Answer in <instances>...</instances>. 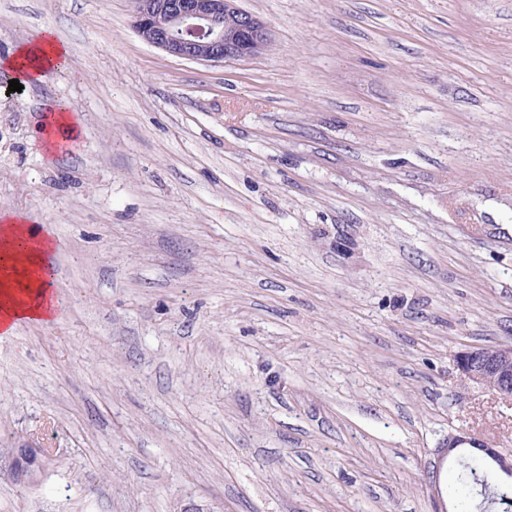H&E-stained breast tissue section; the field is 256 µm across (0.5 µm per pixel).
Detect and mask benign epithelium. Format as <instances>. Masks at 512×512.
<instances>
[{
    "label": "benign epithelium",
    "instance_id": "1",
    "mask_svg": "<svg viewBox=\"0 0 512 512\" xmlns=\"http://www.w3.org/2000/svg\"><path fill=\"white\" fill-rule=\"evenodd\" d=\"M132 27L146 43L165 54L189 61L224 64L254 57L269 46L270 33L257 16L240 8L238 0H133ZM455 367L469 381L490 388L496 397L512 402V346L470 348L458 354ZM487 461L495 474L512 480V452L460 431L437 449L432 475L444 460L465 454ZM46 449H17L13 469L17 478L32 474Z\"/></svg>",
    "mask_w": 512,
    "mask_h": 512
}]
</instances>
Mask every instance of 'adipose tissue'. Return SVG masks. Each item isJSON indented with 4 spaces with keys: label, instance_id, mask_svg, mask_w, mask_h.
<instances>
[{
    "label": "adipose tissue",
    "instance_id": "1",
    "mask_svg": "<svg viewBox=\"0 0 512 512\" xmlns=\"http://www.w3.org/2000/svg\"><path fill=\"white\" fill-rule=\"evenodd\" d=\"M65 61V50L46 32L36 42L20 45L0 66L30 83L63 68ZM55 252L51 225L26 223L17 213L0 215V338L10 336L22 321L43 326L57 321L60 301L51 263Z\"/></svg>",
    "mask_w": 512,
    "mask_h": 512
}]
</instances>
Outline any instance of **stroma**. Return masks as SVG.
I'll use <instances>...</instances> for the list:
<instances>
[{"label":"stroma","mask_w":512,"mask_h":512,"mask_svg":"<svg viewBox=\"0 0 512 512\" xmlns=\"http://www.w3.org/2000/svg\"><path fill=\"white\" fill-rule=\"evenodd\" d=\"M239 5L271 44L214 65L131 0H0V58L69 60L0 68V214L53 225L63 305L0 340V512H434L448 434L512 449L455 367L512 345V0ZM51 31H45L34 43L20 45L0 64L16 73L23 83L39 82L52 69L63 68L66 51L55 41ZM23 78V79H22ZM46 112L41 122V129L47 135L44 146L46 152L54 154L59 146L74 136L77 118L74 111L72 116L68 107H61L56 103L48 106ZM46 456V448L41 446L17 448V456L13 457V469L18 479L31 476L33 466L41 464Z\"/></svg>","instance_id":"1"}]
</instances>
